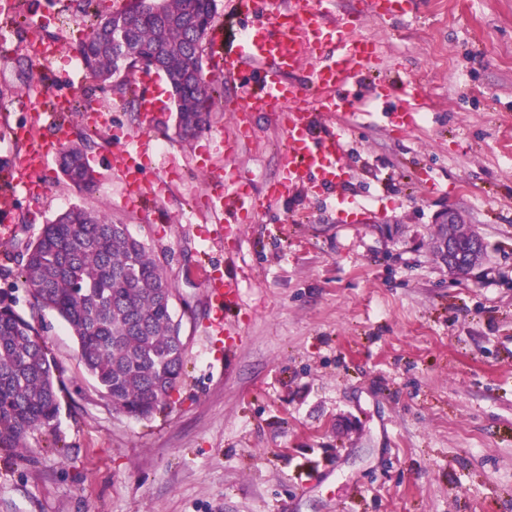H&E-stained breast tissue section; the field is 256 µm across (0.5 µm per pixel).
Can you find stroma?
<instances>
[{"mask_svg":"<svg viewBox=\"0 0 512 512\" xmlns=\"http://www.w3.org/2000/svg\"><path fill=\"white\" fill-rule=\"evenodd\" d=\"M127 0H22L12 54L0 56V114L27 118L44 91L107 111L108 125H63L85 142L91 190L61 176L0 204L17 233L0 243V294L39 324L57 366L59 413L26 449H0V512H512V0H408L404 16L365 19L378 71L420 83L426 102L402 130L399 102L371 105L330 187L258 213H211L216 180L249 193L278 179L287 138L252 113L233 159L239 81L205 128L183 139L176 109L145 118L134 101L84 80L78 45L94 17ZM60 44L48 84L24 51L30 20ZM144 152L147 181L168 183L148 209L123 204L105 161ZM80 205L126 225L175 288L185 338L180 381L146 418L116 409L85 370L57 312L22 284V254L43 224ZM453 208L487 260L451 279L434 256ZM236 279L232 331L218 327L204 271Z\"/></svg>","mask_w":512,"mask_h":512,"instance_id":"35a3bbf8","label":"stroma"}]
</instances>
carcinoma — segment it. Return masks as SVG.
Segmentation results:
<instances>
[{
	"label": "carcinoma",
	"instance_id": "1",
	"mask_svg": "<svg viewBox=\"0 0 512 512\" xmlns=\"http://www.w3.org/2000/svg\"><path fill=\"white\" fill-rule=\"evenodd\" d=\"M214 0H130L100 19L79 53L103 86L137 67L163 72L177 128L195 136L222 89L205 80L200 44ZM118 93L127 88L120 83ZM63 177L80 189L94 175L84 149L59 159ZM24 284L37 305L56 311L76 337L81 359L118 409L146 418L170 396L183 370L185 344L173 315V285L159 258L124 224L74 206L43 225L23 252ZM56 366L39 328L0 299V446L23 448L28 433L50 429L59 412Z\"/></svg>",
	"mask_w": 512,
	"mask_h": 512
}]
</instances>
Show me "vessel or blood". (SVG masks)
I'll use <instances>...</instances> for the list:
<instances>
[{
    "instance_id": "vessel-or-blood-1",
    "label": "vessel or blood",
    "mask_w": 512,
    "mask_h": 512,
    "mask_svg": "<svg viewBox=\"0 0 512 512\" xmlns=\"http://www.w3.org/2000/svg\"><path fill=\"white\" fill-rule=\"evenodd\" d=\"M229 16L243 19L244 25L232 40H224L222 29L211 35V51L221 59L225 77H237L241 66H249L254 81L241 85L240 99L246 111L274 112L280 117L288 140L281 174L264 201L251 198L232 183L216 184L207 196L208 208L249 212L262 202H274L294 193L312 189V175H321L325 185L336 183L347 153V136L360 114L359 103L365 96H396L402 104V118L414 124L422 109L423 95L412 79L388 81L368 86L357 77L374 67L379 59L377 44L360 35L362 19L336 14L335 0H230ZM141 90L142 112L160 111L162 102L148 94L151 77L143 71L129 75ZM319 91L311 109L299 108L307 91ZM61 100L35 99L24 124L15 126L13 138L27 142L32 131L41 130L44 112L65 111ZM336 131H326L330 121ZM59 136L42 137L35 142L39 160L30 165L15 164L0 180L12 190L27 188L39 169V161L48 160L61 144ZM137 152L128 147L115 149L107 167L125 185L124 202L144 208L156 196L154 185L144 179L136 161ZM208 291L217 303L220 316H227L240 302L234 279L207 277Z\"/></svg>"
}]
</instances>
